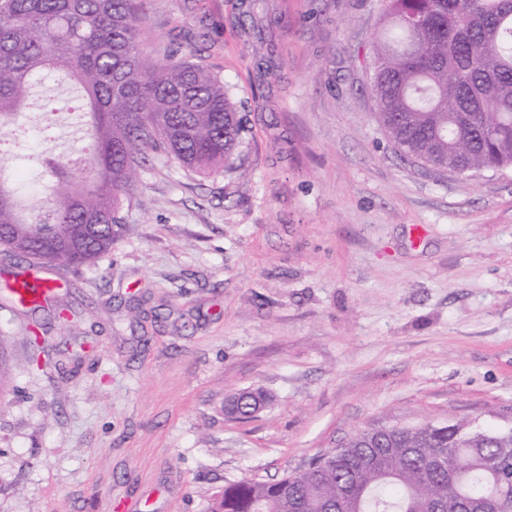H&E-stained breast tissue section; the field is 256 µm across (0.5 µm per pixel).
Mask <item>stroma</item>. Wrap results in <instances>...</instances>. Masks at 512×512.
Masks as SVG:
<instances>
[{
    "label": "stroma",
    "instance_id": "obj_1",
    "mask_svg": "<svg viewBox=\"0 0 512 512\" xmlns=\"http://www.w3.org/2000/svg\"><path fill=\"white\" fill-rule=\"evenodd\" d=\"M382 10L146 0L145 53L193 45L247 146L205 175L152 156L111 254L49 268L70 322L17 306V263L0 261V512H205L226 482L296 474L362 430H512V169L467 178L400 156L370 95ZM250 389L267 407L225 416Z\"/></svg>",
    "mask_w": 512,
    "mask_h": 512
}]
</instances>
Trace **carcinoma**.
Here are the masks:
<instances>
[{
    "label": "carcinoma",
    "instance_id": "cac0c4a2",
    "mask_svg": "<svg viewBox=\"0 0 512 512\" xmlns=\"http://www.w3.org/2000/svg\"><path fill=\"white\" fill-rule=\"evenodd\" d=\"M143 0H0V141L23 149L35 86L64 72L87 140L43 150L42 206L0 172V253L30 267L110 254L152 154L230 169L246 130L200 64L146 56ZM374 117L401 155L436 172L512 168V0H385L371 46ZM470 421L359 432L273 482L229 481L207 512H512V432Z\"/></svg>",
    "mask_w": 512,
    "mask_h": 512
}]
</instances>
